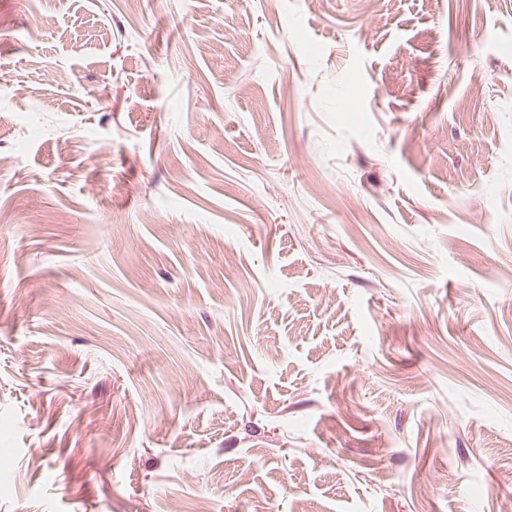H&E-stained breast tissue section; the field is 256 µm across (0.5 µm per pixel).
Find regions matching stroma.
<instances>
[{"label": "stroma", "instance_id": "35a3bbf8", "mask_svg": "<svg viewBox=\"0 0 512 512\" xmlns=\"http://www.w3.org/2000/svg\"><path fill=\"white\" fill-rule=\"evenodd\" d=\"M512 512V0H0V512Z\"/></svg>", "mask_w": 512, "mask_h": 512}]
</instances>
